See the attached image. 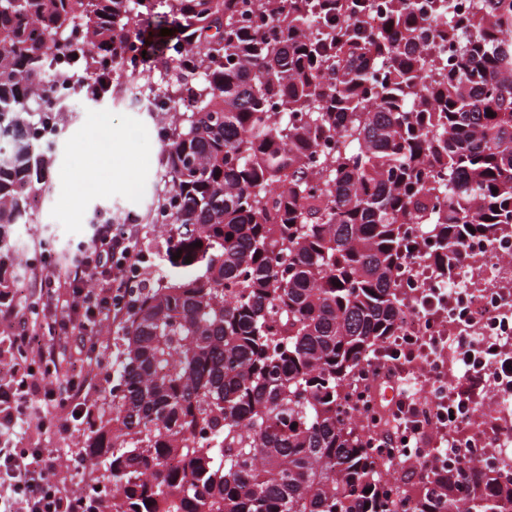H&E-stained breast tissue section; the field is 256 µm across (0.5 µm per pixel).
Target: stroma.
<instances>
[{
  "instance_id": "obj_1",
  "label": "stroma",
  "mask_w": 512,
  "mask_h": 512,
  "mask_svg": "<svg viewBox=\"0 0 512 512\" xmlns=\"http://www.w3.org/2000/svg\"><path fill=\"white\" fill-rule=\"evenodd\" d=\"M101 107L86 106L75 113L59 145L52 175V189L29 224L14 228L13 240L22 254L39 250L42 243L70 251L90 235L87 222L95 204L112 207L113 223H122L127 212L145 219L142 246L161 235V227L147 217L162 187L160 170L153 157L160 153L156 120L131 100L113 103L108 120ZM82 195L81 207H73L74 195ZM39 416H32L19 434L22 446L53 449L58 459L56 475L68 489L87 488L100 477L78 454L71 438L40 430Z\"/></svg>"
}]
</instances>
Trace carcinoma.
<instances>
[{
  "label": "carcinoma",
  "mask_w": 512,
  "mask_h": 512,
  "mask_svg": "<svg viewBox=\"0 0 512 512\" xmlns=\"http://www.w3.org/2000/svg\"><path fill=\"white\" fill-rule=\"evenodd\" d=\"M247 12L268 31L239 0H0V272L26 271L11 231L50 189L53 151L30 132L65 107L53 86L195 99L162 118L164 236L78 440L111 484L85 512H512V458L389 485L343 410L398 333L408 260L445 284L464 243L512 226V0ZM155 16L171 54L127 66ZM55 53L75 68L50 71Z\"/></svg>",
  "instance_id": "1"
}]
</instances>
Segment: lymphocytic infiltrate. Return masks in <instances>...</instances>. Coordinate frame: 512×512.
Here are the masks:
<instances>
[{
	"instance_id": "obj_1",
	"label": "lymphocytic infiltrate",
	"mask_w": 512,
	"mask_h": 512,
	"mask_svg": "<svg viewBox=\"0 0 512 512\" xmlns=\"http://www.w3.org/2000/svg\"><path fill=\"white\" fill-rule=\"evenodd\" d=\"M147 256L135 224L93 225L86 245L65 262L46 260L32 268L40 281L41 307H59V315L44 323L20 318L12 289H0V345L17 351L21 360L9 361L0 372V512H82L81 500L62 493L54 472L57 459L45 448L17 444L21 425L42 408L56 407L75 414L76 423L42 419V429L67 437L76 424L91 422L93 409L84 396L87 381L101 357L87 348L82 364L60 370L57 347L71 338L94 336L120 322L128 312L132 284H143ZM414 337L389 339L385 353L387 374L398 382V398L388 411L387 432H372L371 447L394 455L396 448L410 452L415 462L428 458L416 401L410 391ZM463 385L436 402L442 418L462 414L476 403L486 374L512 390V355L480 350L463 343Z\"/></svg>"
}]
</instances>
